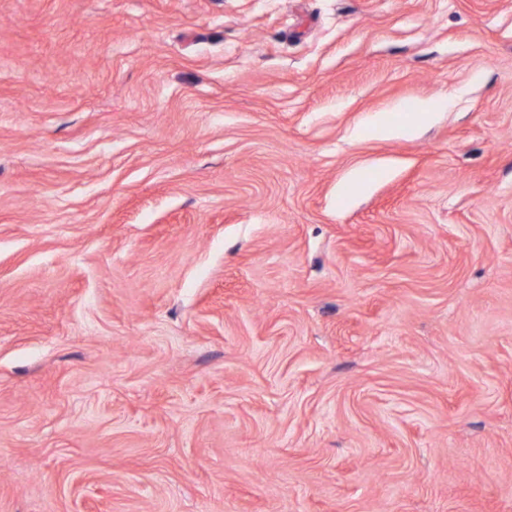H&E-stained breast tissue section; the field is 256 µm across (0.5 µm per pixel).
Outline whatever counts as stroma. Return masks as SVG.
<instances>
[{
	"instance_id": "stroma-1",
	"label": "stroma",
	"mask_w": 512,
	"mask_h": 512,
	"mask_svg": "<svg viewBox=\"0 0 512 512\" xmlns=\"http://www.w3.org/2000/svg\"><path fill=\"white\" fill-rule=\"evenodd\" d=\"M0 512H512V0H0Z\"/></svg>"
}]
</instances>
